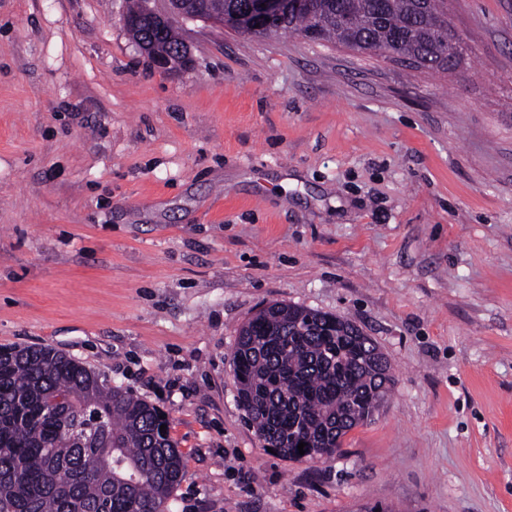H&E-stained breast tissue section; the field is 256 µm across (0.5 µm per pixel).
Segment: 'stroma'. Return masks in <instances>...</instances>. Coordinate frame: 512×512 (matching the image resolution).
Wrapping results in <instances>:
<instances>
[{
  "label": "stroma",
  "instance_id": "obj_1",
  "mask_svg": "<svg viewBox=\"0 0 512 512\" xmlns=\"http://www.w3.org/2000/svg\"><path fill=\"white\" fill-rule=\"evenodd\" d=\"M0 0V346H51L157 407L166 512H512V0H448L456 69L177 19ZM342 316L392 393L335 456L262 448L239 327ZM153 0H145L143 2L144 15L156 20L157 22L165 23L162 27L157 24H152L146 18H141L137 24L127 28V31L132 40L147 53L153 60V64L159 69H167L170 66L169 60L162 55H167L171 59V68L185 66L183 57L176 54L177 49L184 43L176 33L170 18L166 14L159 13L151 4ZM168 18V19H167Z\"/></svg>",
  "mask_w": 512,
  "mask_h": 512
}]
</instances>
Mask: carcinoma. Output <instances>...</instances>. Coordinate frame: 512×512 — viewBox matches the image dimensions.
I'll use <instances>...</instances> for the list:
<instances>
[{
  "label": "carcinoma",
  "instance_id": "cac0c4a2",
  "mask_svg": "<svg viewBox=\"0 0 512 512\" xmlns=\"http://www.w3.org/2000/svg\"><path fill=\"white\" fill-rule=\"evenodd\" d=\"M188 8L239 21L258 38L301 34L319 44L366 48L388 59L448 71V0H307L253 29L248 0H187ZM128 28L149 57L176 54L171 22L141 17ZM352 323L275 303L238 330L233 377L238 400L264 447L307 461L330 457L353 428L374 420L392 385L389 362ZM168 421L127 389L50 347L0 351V512H163L184 463ZM304 442L305 454L297 446Z\"/></svg>",
  "mask_w": 512,
  "mask_h": 512
}]
</instances>
